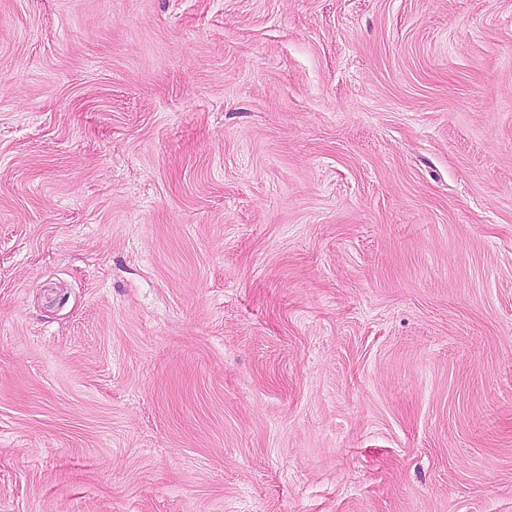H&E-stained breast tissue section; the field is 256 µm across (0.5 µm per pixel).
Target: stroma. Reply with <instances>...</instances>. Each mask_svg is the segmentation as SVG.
I'll use <instances>...</instances> for the list:
<instances>
[{"label": "stroma", "instance_id": "35a3bbf8", "mask_svg": "<svg viewBox=\"0 0 512 512\" xmlns=\"http://www.w3.org/2000/svg\"><path fill=\"white\" fill-rule=\"evenodd\" d=\"M0 512H512V0H0Z\"/></svg>", "mask_w": 512, "mask_h": 512}]
</instances>
